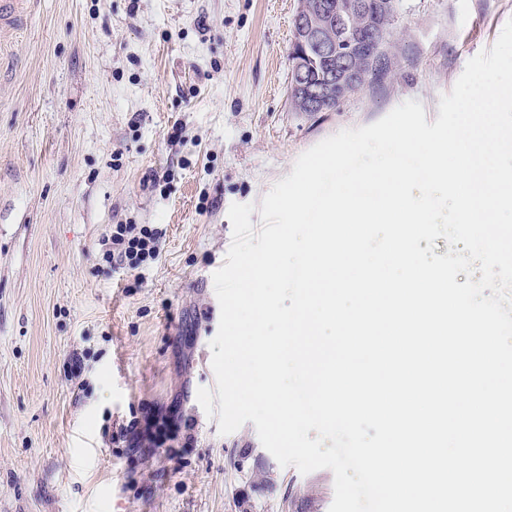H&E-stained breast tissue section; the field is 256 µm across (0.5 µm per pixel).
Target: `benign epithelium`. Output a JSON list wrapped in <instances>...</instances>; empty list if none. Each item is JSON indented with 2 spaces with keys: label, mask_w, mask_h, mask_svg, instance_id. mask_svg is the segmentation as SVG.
<instances>
[{
  "label": "benign epithelium",
  "mask_w": 512,
  "mask_h": 512,
  "mask_svg": "<svg viewBox=\"0 0 512 512\" xmlns=\"http://www.w3.org/2000/svg\"><path fill=\"white\" fill-rule=\"evenodd\" d=\"M374 8L373 0H340L327 16L316 12L297 13V38L290 69L295 78L294 87L312 111L325 112L332 101L347 97L354 74L344 69L345 58L353 57L365 63L376 52H384L380 45V25L372 21ZM323 57L335 61V67L325 76L328 86L325 93L305 82L306 72L316 69Z\"/></svg>",
  "instance_id": "1"
}]
</instances>
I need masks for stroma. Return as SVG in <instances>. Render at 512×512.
Masks as SVG:
<instances>
[{
  "mask_svg": "<svg viewBox=\"0 0 512 512\" xmlns=\"http://www.w3.org/2000/svg\"><path fill=\"white\" fill-rule=\"evenodd\" d=\"M297 7L26 0L0 30V512H329L331 470L218 432L228 210L405 101L434 122L512 0H399L387 77L312 116L289 107ZM116 224L162 229L159 257L106 263Z\"/></svg>",
  "mask_w": 512,
  "mask_h": 512,
  "instance_id": "stroma-1",
  "label": "stroma"
}]
</instances>
